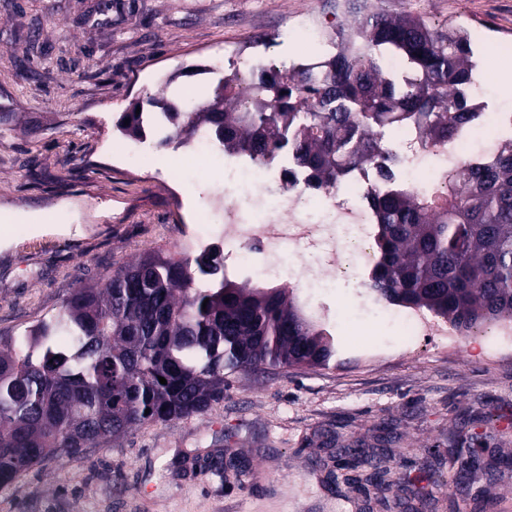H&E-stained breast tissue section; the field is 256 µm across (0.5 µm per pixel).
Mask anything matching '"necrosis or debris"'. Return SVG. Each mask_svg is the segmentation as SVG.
I'll list each match as a JSON object with an SVG mask.
<instances>
[{"label":"necrosis or debris","instance_id":"4bbe7bcc","mask_svg":"<svg viewBox=\"0 0 512 512\" xmlns=\"http://www.w3.org/2000/svg\"><path fill=\"white\" fill-rule=\"evenodd\" d=\"M469 100L479 106L477 119L462 126L453 137L433 143L412 126L385 131L381 144L395 157L392 179L423 196L436 197L448 190V171L475 167L494 156L499 148L512 144V108L495 107L489 101L490 88L483 70H476L467 88ZM224 160V223L197 224L187 236L195 251L224 240L225 269H252L259 277L282 273L295 287L308 283L295 266L278 268L272 259L285 249H318L337 278L353 288L365 286L366 273L375 264V214L370 196L378 186L379 170L367 165L354 171L350 180L333 187L314 186L308 172L292 156H281L267 165L250 154L222 156L205 127L189 137L182 162L196 157ZM290 188L286 204L288 217L276 222L268 218V203L281 185ZM407 344L424 339L434 345H458L463 335L449 327L446 319L430 317L415 310L402 314Z\"/></svg>","mask_w":512,"mask_h":512}]
</instances>
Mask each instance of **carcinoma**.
<instances>
[{"mask_svg": "<svg viewBox=\"0 0 512 512\" xmlns=\"http://www.w3.org/2000/svg\"><path fill=\"white\" fill-rule=\"evenodd\" d=\"M341 49L314 66L274 68L251 82L224 76V111L195 101L168 113L166 146L205 124L220 148L272 164L291 154L314 185H334L381 156L380 133L415 125L433 142L477 117L466 89L475 67L465 29L432 28L420 14L371 12L339 32ZM402 58L411 77L386 72ZM119 128L141 137L144 114ZM379 165L372 196L377 264L368 291L385 304L425 310L470 332L512 321V147L481 168L448 172V198L423 200ZM207 306H202V303ZM60 334L71 345H55ZM285 290L224 274L212 247L193 257L157 252L80 286L59 313L0 351V488L57 455L78 457L134 427L186 419L224 399V375L244 369L327 367L340 347ZM165 378L166 383L159 382ZM457 484L479 467L456 449Z\"/></svg>", "mask_w": 512, "mask_h": 512, "instance_id": "cac0c4a2", "label": "carcinoma"}]
</instances>
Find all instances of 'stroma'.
<instances>
[{"label": "stroma", "instance_id": "1", "mask_svg": "<svg viewBox=\"0 0 512 512\" xmlns=\"http://www.w3.org/2000/svg\"><path fill=\"white\" fill-rule=\"evenodd\" d=\"M441 28H479L483 47L512 40V0H368ZM355 0H0V343L56 315L73 288L158 251L180 252L184 225L218 221L224 169L197 182L175 145L130 161L120 116L147 97L197 99L226 43L242 59L279 64L285 30L333 35ZM354 325L333 367L229 376L200 415L147 424L81 458L57 457L0 490V512H512V469L478 471L443 488L448 437L467 426L486 456L512 460V359L484 342L405 347L388 311L350 286L327 300ZM493 416L485 424L483 416ZM370 449L383 488L326 476L343 448ZM235 456L237 466L222 464Z\"/></svg>", "mask_w": 512, "mask_h": 512}]
</instances>
